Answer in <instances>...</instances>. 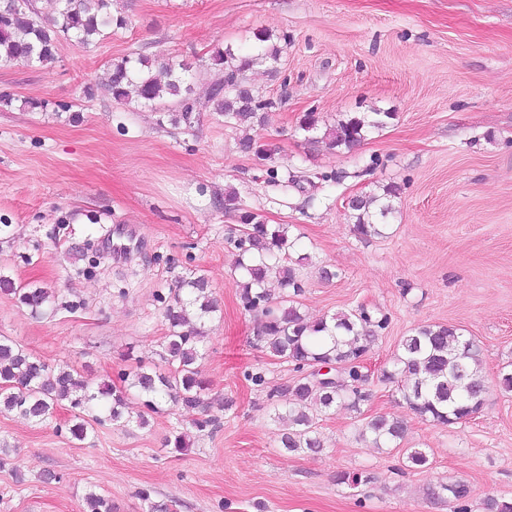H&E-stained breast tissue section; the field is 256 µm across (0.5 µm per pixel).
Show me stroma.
<instances>
[{"instance_id":"35a3bbf8","label":"stroma","mask_w":512,"mask_h":512,"mask_svg":"<svg viewBox=\"0 0 512 512\" xmlns=\"http://www.w3.org/2000/svg\"><path fill=\"white\" fill-rule=\"evenodd\" d=\"M128 19L89 46L58 44L56 63L0 62V273L15 284L52 289L58 310L35 318L0 292V335L90 386L130 367L127 353L165 368L167 326L159 294L180 276H206L222 307L208 321L204 374L212 431H190L181 452L165 441L178 410L96 427L73 440L64 424L37 425L0 413V512H85L84 497L108 498L113 512H450L430 498L441 484L471 485V512L487 497L512 498V393L497 383L512 361V0H118ZM287 35L274 65L249 72L273 100L252 133L275 149L279 173L298 175L288 191L268 184L240 152L238 131L209 110L193 128L140 102L115 103L100 84L110 64L138 52L152 62L207 57L217 44L251 53L255 30ZM97 85L93 98L86 86ZM46 102L43 112L24 100ZM71 106L77 121L57 114ZM334 123L352 112H386L355 150L308 145L297 125L308 111ZM336 172L339 183L317 181ZM397 185L387 235L362 240L347 218L350 197ZM234 189L243 207L300 237V298L309 319L358 304L386 313L388 328L363 363L371 375L366 414L407 423L408 445L425 466L375 448L345 410L323 414L320 452L279 444L268 393L292 384L290 365L254 345L257 321L233 285V214L218 205ZM317 204H309V197ZM119 237L121 259L105 249ZM332 265L337 276L321 279ZM449 324L482 348L489 382L469 422L436 427L417 418L376 375L402 336ZM258 373L263 385L246 380ZM231 408H224V401ZM365 470L372 483H337V471Z\"/></svg>"}]
</instances>
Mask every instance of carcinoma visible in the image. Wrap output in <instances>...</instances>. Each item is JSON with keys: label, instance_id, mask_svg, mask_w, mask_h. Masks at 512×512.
I'll use <instances>...</instances> for the list:
<instances>
[{"label": "carcinoma", "instance_id": "cac0c4a2", "mask_svg": "<svg viewBox=\"0 0 512 512\" xmlns=\"http://www.w3.org/2000/svg\"><path fill=\"white\" fill-rule=\"evenodd\" d=\"M59 2L56 15L43 23L35 0H0L1 62L53 64L61 38L90 45L112 28L127 24L125 16L114 9L116 0ZM280 52L276 45L247 55H239L229 46H215L209 51L208 66L222 71L223 78L210 84L206 100L224 127L250 129L264 122L263 111L274 107V102L254 92L246 73L277 62ZM193 70L188 62L168 61L155 72L149 58L128 56L112 62L102 86L119 104L134 99L145 104L167 99L169 104L163 111L169 113L170 121L191 128L198 122L193 115ZM389 118V112L349 113L319 138L315 133L320 130L322 117L312 111L303 113L298 128L311 144L324 142L331 149L350 151L361 144L368 130L384 127ZM238 148L265 167L271 185L283 191L296 185L295 176L280 179L278 171L268 165L274 155L270 144L246 133L238 138ZM398 194L399 188L390 185L382 187L379 194L359 195L348 202L354 234L361 239L384 236V221L393 210L391 198ZM221 205L237 220V226L228 229V239L236 249L234 283L240 306L258 319L256 346L298 373L292 385L268 394L271 400L292 394L289 404L275 412L283 426L279 433L282 447L290 452L319 451L323 444L312 408L316 406L324 413L342 408L359 418L361 434L370 437L374 447L402 449L411 465L427 464L425 451L403 448L408 434L404 421L383 414L364 415L363 406L371 393L361 361L369 344L387 329V314L361 304L347 312L309 320L298 301L304 282L297 269L285 263L297 247L293 225L267 223L262 214L242 207L233 190L224 192ZM177 288L172 298L158 295L168 324L165 352L171 367L166 371L138 366L120 371L117 382H104L93 389L74 371L52 368L15 340L0 336V412L40 424L53 418L58 407L67 406L75 412L68 431L73 439L83 442L92 422H127L128 397L137 394L150 413L171 404L190 417L189 424L196 431L213 429L216 418L207 414L202 362L207 355L205 322L214 317L219 306L203 275L183 277ZM0 291L13 295L35 317L51 316L56 310L55 296L46 288L17 286L0 275ZM322 366L332 367L333 380L316 376ZM379 381L396 386L417 417L441 427L471 420L481 411L487 391L481 346L445 324L424 325L402 337L390 365L380 370ZM373 480L367 471L336 473L339 484L359 486ZM431 495L448 501L452 512H471L472 489L464 481L443 484ZM85 501L87 512H112V503L93 491L86 494Z\"/></svg>", "mask_w": 512, "mask_h": 512}]
</instances>
